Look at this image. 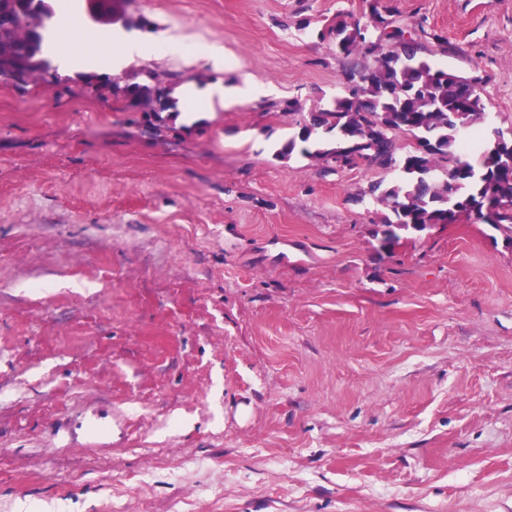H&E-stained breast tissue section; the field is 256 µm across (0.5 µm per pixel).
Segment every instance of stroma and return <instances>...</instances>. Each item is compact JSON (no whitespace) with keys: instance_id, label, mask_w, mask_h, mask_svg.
<instances>
[{"instance_id":"stroma-1","label":"stroma","mask_w":512,"mask_h":512,"mask_svg":"<svg viewBox=\"0 0 512 512\" xmlns=\"http://www.w3.org/2000/svg\"><path fill=\"white\" fill-rule=\"evenodd\" d=\"M389 4L512 137V0ZM127 12L224 68L151 53L114 82L250 95L151 131L97 72L0 84V512H512V242L463 221L381 249L367 189L399 170L298 140L362 0Z\"/></svg>"}]
</instances>
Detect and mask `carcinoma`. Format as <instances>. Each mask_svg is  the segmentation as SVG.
Instances as JSON below:
<instances>
[{
	"label": "carcinoma",
	"instance_id": "carcinoma-1",
	"mask_svg": "<svg viewBox=\"0 0 512 512\" xmlns=\"http://www.w3.org/2000/svg\"><path fill=\"white\" fill-rule=\"evenodd\" d=\"M365 19H340L329 27L336 50L346 56L372 58L363 68L344 72L348 94L330 108L311 115L299 139L314 147L318 159L345 154L347 168L366 161L378 168L399 166L398 181L371 185L376 202L388 209L380 244L390 249L400 232L423 231L432 224H453L483 214L490 201H512V139L494 131L479 147L477 164L461 156L477 128L489 123L480 79L437 67L422 55L419 34L396 42L386 33L394 24L386 0H365ZM13 17L0 33V82L24 85L51 82L53 66L43 55L45 22L53 17L46 0H0V14ZM151 89L131 83L123 98L148 106ZM410 136L415 147L396 158L395 137ZM512 240V207L487 220Z\"/></svg>",
	"mask_w": 512,
	"mask_h": 512
}]
</instances>
